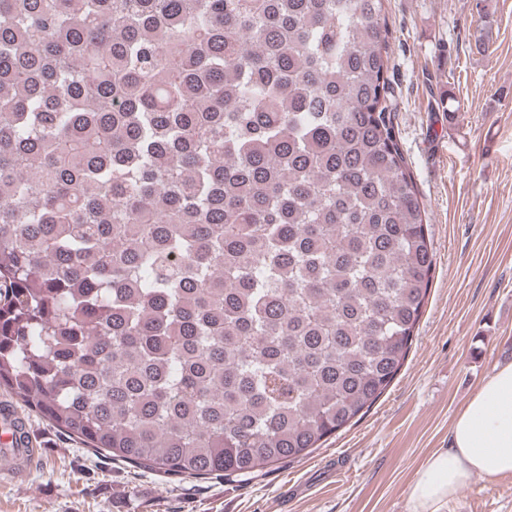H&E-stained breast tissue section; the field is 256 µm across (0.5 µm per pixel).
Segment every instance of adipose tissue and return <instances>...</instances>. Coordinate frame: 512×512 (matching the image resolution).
Here are the masks:
<instances>
[{
	"label": "adipose tissue",
	"instance_id": "adipose-tissue-1",
	"mask_svg": "<svg viewBox=\"0 0 512 512\" xmlns=\"http://www.w3.org/2000/svg\"><path fill=\"white\" fill-rule=\"evenodd\" d=\"M476 475H512V363L484 381L457 414L448 447L435 450L418 470L410 512H438Z\"/></svg>",
	"mask_w": 512,
	"mask_h": 512
}]
</instances>
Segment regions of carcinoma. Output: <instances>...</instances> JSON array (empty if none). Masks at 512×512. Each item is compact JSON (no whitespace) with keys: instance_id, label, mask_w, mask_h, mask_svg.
Listing matches in <instances>:
<instances>
[{"instance_id":"cac0c4a2","label":"carcinoma","mask_w":512,"mask_h":512,"mask_svg":"<svg viewBox=\"0 0 512 512\" xmlns=\"http://www.w3.org/2000/svg\"><path fill=\"white\" fill-rule=\"evenodd\" d=\"M384 0H0V388L247 481L370 408L434 270Z\"/></svg>"}]
</instances>
